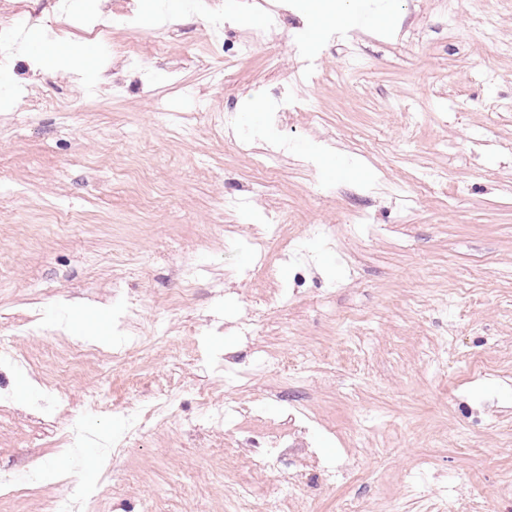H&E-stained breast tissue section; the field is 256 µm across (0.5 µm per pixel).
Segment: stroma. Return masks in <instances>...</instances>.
<instances>
[{"label": "stroma", "mask_w": 512, "mask_h": 512, "mask_svg": "<svg viewBox=\"0 0 512 512\" xmlns=\"http://www.w3.org/2000/svg\"><path fill=\"white\" fill-rule=\"evenodd\" d=\"M54 2L0 0L38 15L33 39L91 52L78 74L17 51L0 95V312L29 324L13 338L26 368L0 362V469L51 476L0 491V512L64 493L94 512H229L242 485L280 512H512V0H389L383 23L353 0L355 37L287 85L308 0H275L280 34L229 63L191 0H136L135 32L110 40L134 42L137 71L81 29L46 34ZM283 85L305 118L238 151L214 114L265 129ZM279 148L261 184L256 155ZM425 169L442 180L409 203ZM269 215L297 251L258 277L242 242ZM188 267L186 311L171 296ZM126 296L148 363L61 375L87 340L72 304L113 344ZM49 382L67 411L37 410ZM270 436L276 472L251 463Z\"/></svg>", "instance_id": "35a3bbf8"}]
</instances>
